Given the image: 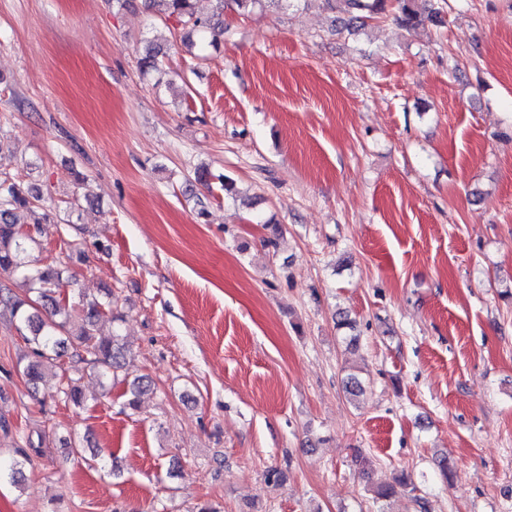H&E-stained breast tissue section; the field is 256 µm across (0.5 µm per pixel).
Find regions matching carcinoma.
Masks as SVG:
<instances>
[{
  "label": "carcinoma",
  "mask_w": 512,
  "mask_h": 512,
  "mask_svg": "<svg viewBox=\"0 0 512 512\" xmlns=\"http://www.w3.org/2000/svg\"><path fill=\"white\" fill-rule=\"evenodd\" d=\"M147 9L160 19L175 17L188 29L184 42L189 47L196 46L195 38L202 44L213 48L219 46V33L211 27L210 21L197 15L193 0H145ZM284 0H229L232 8L245 15L257 8L277 7ZM333 10L344 5L347 19L341 30L357 34L369 26V22L391 18L410 31H418L430 23L442 24L443 7L436 0H427L429 8L422 10L421 0H324ZM139 66L146 74L162 75L165 65L159 59V51L148 50L140 59ZM215 176L204 168L194 171V180L207 184ZM224 194L234 191V182L224 176L217 177ZM40 196L20 182L11 178H0V271L19 275L27 285L25 294L20 296L7 288L0 289V306L10 309L17 329L30 345V354L22 366V375L33 389L46 377L59 380L58 393L65 401L75 407L84 404L85 395L81 386L83 370H93L98 379L109 386L118 380L116 370L123 368L127 350L120 344V336L111 333L104 335L101 326L105 322V311L111 305L109 301L85 299L79 306L62 302L59 290L62 277L57 269L35 267L30 264L29 254L37 244L32 235L22 233L17 222V212L26 211L41 217L35 223L50 219V210L39 204ZM71 359V366L64 368L59 363L62 357ZM151 389L144 377H135L128 383L127 406L134 409L140 397ZM39 452L33 443L28 447H17L15 457L7 465H0V484L10 483L21 486L24 480L23 468L30 460L29 451ZM412 485L404 475L394 477L393 481L381 484L374 490L377 500H387Z\"/></svg>",
  "instance_id": "1"
}]
</instances>
